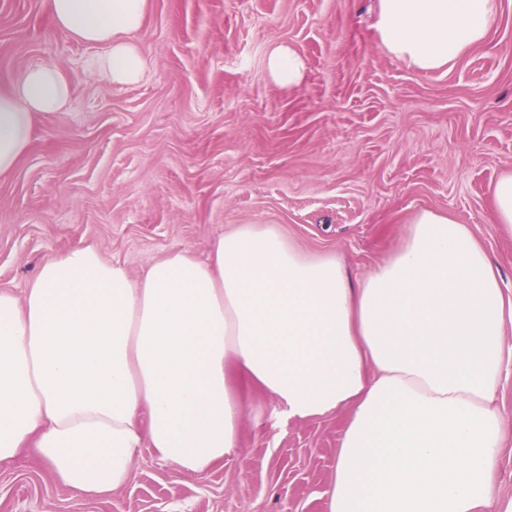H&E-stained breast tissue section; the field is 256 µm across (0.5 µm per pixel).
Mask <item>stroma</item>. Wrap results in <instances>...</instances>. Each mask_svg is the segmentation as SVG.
<instances>
[{"label":"stroma","instance_id":"stroma-1","mask_svg":"<svg viewBox=\"0 0 512 512\" xmlns=\"http://www.w3.org/2000/svg\"><path fill=\"white\" fill-rule=\"evenodd\" d=\"M377 0H150L133 36L135 85L83 78L91 47L60 34L43 0H0V83L60 63L75 91L0 179V289L20 294L48 258L86 244L139 276L177 248L205 257L224 230L268 224L301 252L366 274L419 208L469 224L512 292V236L492 188L512 170V0L452 69L392 58ZM305 62L278 85L270 47ZM238 456L184 473L142 450L130 482L89 499L22 458L0 466V512H326L343 419L288 422L248 391Z\"/></svg>","mask_w":512,"mask_h":512}]
</instances>
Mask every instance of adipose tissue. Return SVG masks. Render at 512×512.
Instances as JSON below:
<instances>
[{
  "label": "adipose tissue",
  "instance_id": "1",
  "mask_svg": "<svg viewBox=\"0 0 512 512\" xmlns=\"http://www.w3.org/2000/svg\"><path fill=\"white\" fill-rule=\"evenodd\" d=\"M149 0H44L56 30L95 47L87 81L132 85L131 36ZM498 0H378L377 40L421 72L452 68L488 36ZM282 86L304 63L275 44ZM73 94L54 62L0 86V178L37 122ZM469 225L420 208L362 278L240 224L205 258L168 252L140 276L92 245L44 262L23 294L0 290V465L23 454L88 497L128 482L141 449L200 473L240 454V383L294 421L345 414L327 512H512L496 471L512 377V300Z\"/></svg>",
  "mask_w": 512,
  "mask_h": 512
}]
</instances>
